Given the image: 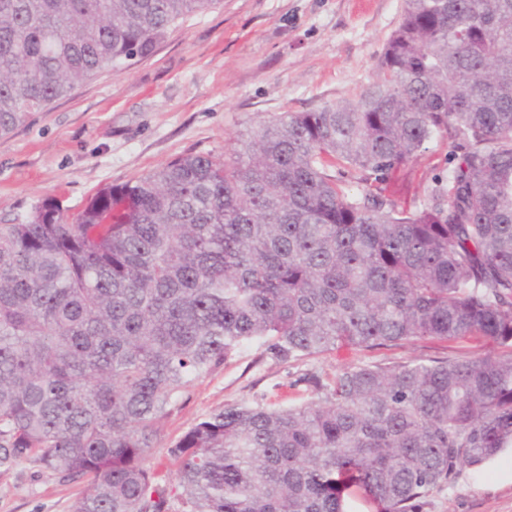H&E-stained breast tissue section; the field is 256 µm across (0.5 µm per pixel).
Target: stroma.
Returning a JSON list of instances; mask_svg holds the SVG:
<instances>
[{"label":"stroma","instance_id":"obj_1","mask_svg":"<svg viewBox=\"0 0 512 512\" xmlns=\"http://www.w3.org/2000/svg\"><path fill=\"white\" fill-rule=\"evenodd\" d=\"M402 8L403 0H218L185 16L149 55L79 83L0 136V224L20 222L48 197L75 216L101 189L135 181L184 152L220 157L274 115L354 97L375 79ZM452 152L450 141L430 142L397 172L388 195L406 207L423 204L435 178H447ZM498 351L489 341L426 338L280 362L252 345L193 383L146 464L174 481L166 443L228 404H302L309 394L294 381L308 370L329 379L351 364ZM85 488L24 461L0 474V512H69ZM420 512H512V449L481 469H462L452 485L429 492Z\"/></svg>","mask_w":512,"mask_h":512}]
</instances>
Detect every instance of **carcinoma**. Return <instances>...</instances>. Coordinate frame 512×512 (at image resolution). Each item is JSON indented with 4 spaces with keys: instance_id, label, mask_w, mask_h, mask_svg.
Returning <instances> with one entry per match:
<instances>
[{
    "instance_id": "obj_1",
    "label": "carcinoma",
    "mask_w": 512,
    "mask_h": 512,
    "mask_svg": "<svg viewBox=\"0 0 512 512\" xmlns=\"http://www.w3.org/2000/svg\"><path fill=\"white\" fill-rule=\"evenodd\" d=\"M218 0H0V136ZM378 79L0 224V474L87 479L71 512H418L512 448V0H404ZM456 148L427 203L386 194ZM353 174L365 194H349ZM426 337L494 356L301 375L299 406L226 405L144 465L195 380L258 344L282 361ZM426 146L427 151L406 163L388 184L386 193L402 206L423 204L435 178H447L453 166L449 160L454 150L450 141H432ZM146 464L156 470L159 477L166 481L176 484L175 472L178 468L177 464L169 459L166 454V448L157 447L150 448L146 456Z\"/></svg>"
}]
</instances>
